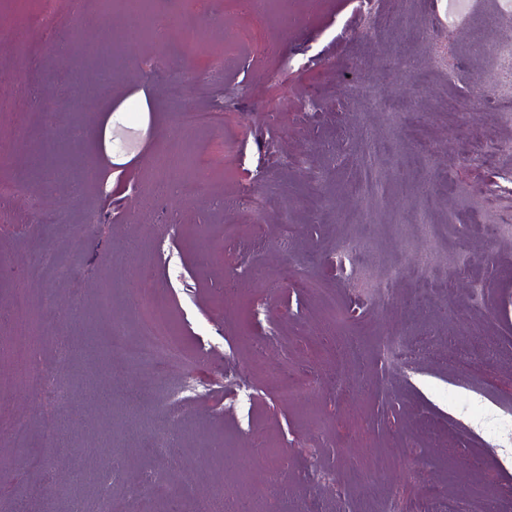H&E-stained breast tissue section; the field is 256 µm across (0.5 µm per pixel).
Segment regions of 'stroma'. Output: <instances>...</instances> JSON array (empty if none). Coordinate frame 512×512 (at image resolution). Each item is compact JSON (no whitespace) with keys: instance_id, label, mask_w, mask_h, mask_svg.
Segmentation results:
<instances>
[{"instance_id":"stroma-1","label":"stroma","mask_w":512,"mask_h":512,"mask_svg":"<svg viewBox=\"0 0 512 512\" xmlns=\"http://www.w3.org/2000/svg\"><path fill=\"white\" fill-rule=\"evenodd\" d=\"M42 5L0 0V179L45 209L25 215L20 199L0 224V419L28 421L30 452L53 464L31 469L0 440V496L63 484L81 500L107 496L112 512H167L173 500L196 512L227 488L226 512L260 494L266 512H383L444 487L457 504L482 494L493 512H512V238L495 233L512 224V156L496 153L512 140L497 117L512 89L471 103L476 81L498 82L494 45L512 39L502 0L464 12L454 0H277L259 13L242 0H154L158 15L207 31L170 29L165 46L116 44L129 19L103 0H54L59 32L46 35ZM104 69L111 85L87 94ZM35 89L58 100L55 123L30 104ZM74 92L87 94L85 111L63 107ZM176 93L222 116L185 133L193 198L170 190L179 169L158 172L180 132ZM74 122L85 128L76 143L63 137ZM51 141L56 181L34 159ZM429 232L437 259L420 269ZM348 244L354 265L337 268ZM317 283L345 319L322 309ZM139 289L184 346L162 376L109 351L115 325L137 329ZM36 324L40 356L21 381L12 338ZM59 335L70 343L63 363ZM393 336L408 351L382 362ZM284 370L301 399L268 388L266 374ZM188 375L205 390L155 455L166 395ZM50 386L68 403H46ZM115 448L116 477L106 470ZM263 449L275 473L255 465ZM185 468L198 476L190 491ZM156 471L166 487L154 498L144 481Z\"/></svg>"}]
</instances>
